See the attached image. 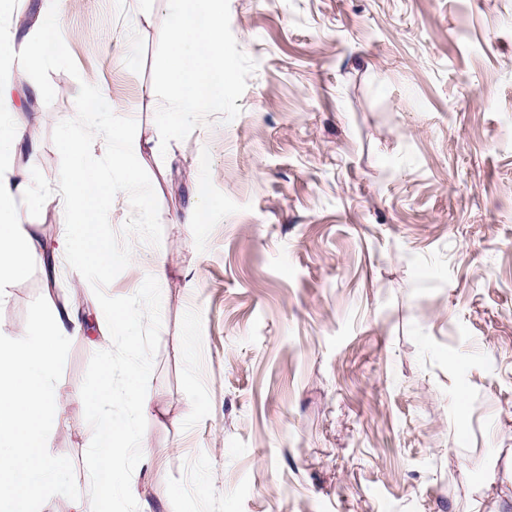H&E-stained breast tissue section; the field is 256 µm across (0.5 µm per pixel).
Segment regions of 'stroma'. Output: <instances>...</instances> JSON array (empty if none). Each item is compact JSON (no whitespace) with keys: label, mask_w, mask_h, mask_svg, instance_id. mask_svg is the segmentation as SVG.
<instances>
[{"label":"stroma","mask_w":512,"mask_h":512,"mask_svg":"<svg viewBox=\"0 0 512 512\" xmlns=\"http://www.w3.org/2000/svg\"><path fill=\"white\" fill-rule=\"evenodd\" d=\"M49 0H17L23 46ZM80 72L52 104L13 65L16 168L57 184L59 121L99 87L134 118L159 246L106 292L161 288L139 512H512V0H230L257 63L230 123L161 148L154 0H61ZM215 203L196 208V185ZM27 225L43 250L0 282V333L36 297L69 308L52 455L85 488L81 384L105 325L54 253L52 194Z\"/></svg>","instance_id":"obj_1"}]
</instances>
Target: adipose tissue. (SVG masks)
<instances>
[{
    "label": "adipose tissue",
    "instance_id": "ef3b65f1",
    "mask_svg": "<svg viewBox=\"0 0 512 512\" xmlns=\"http://www.w3.org/2000/svg\"><path fill=\"white\" fill-rule=\"evenodd\" d=\"M13 110L12 86L0 80V280L22 277L28 257L39 248L18 216L19 203L34 207L40 204L41 196L26 174L12 166V157L22 141L21 133L9 120Z\"/></svg>",
    "mask_w": 512,
    "mask_h": 512
}]
</instances>
